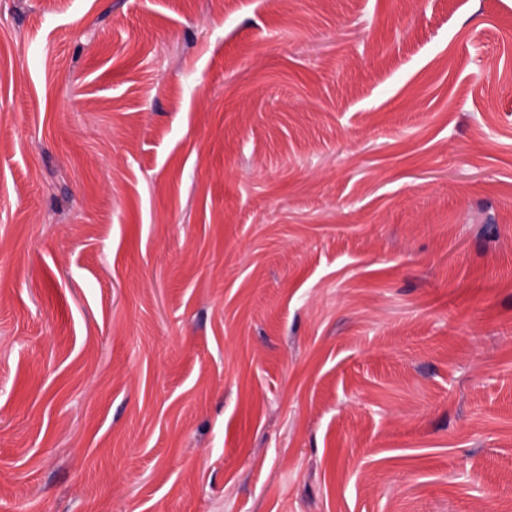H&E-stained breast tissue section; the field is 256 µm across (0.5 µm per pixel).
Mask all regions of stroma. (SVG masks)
Returning <instances> with one entry per match:
<instances>
[{
    "label": "stroma",
    "mask_w": 512,
    "mask_h": 512,
    "mask_svg": "<svg viewBox=\"0 0 512 512\" xmlns=\"http://www.w3.org/2000/svg\"><path fill=\"white\" fill-rule=\"evenodd\" d=\"M512 504V0H0V512Z\"/></svg>",
    "instance_id": "35a3bbf8"
}]
</instances>
